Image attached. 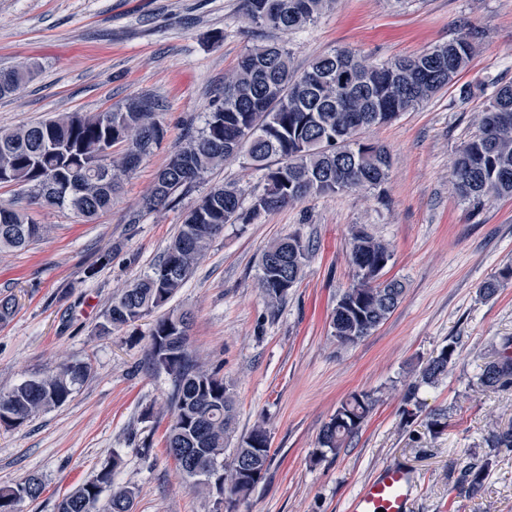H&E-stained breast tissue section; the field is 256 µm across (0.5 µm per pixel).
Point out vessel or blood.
Here are the masks:
<instances>
[{
    "label": "vessel or blood",
    "mask_w": 512,
    "mask_h": 512,
    "mask_svg": "<svg viewBox=\"0 0 512 512\" xmlns=\"http://www.w3.org/2000/svg\"><path fill=\"white\" fill-rule=\"evenodd\" d=\"M419 486L418 478L407 468L385 467L354 496L350 512H408Z\"/></svg>",
    "instance_id": "vessel-or-blood-1"
}]
</instances>
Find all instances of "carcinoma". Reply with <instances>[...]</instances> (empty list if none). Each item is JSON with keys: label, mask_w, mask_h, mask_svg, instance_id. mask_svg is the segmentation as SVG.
Returning <instances> with one entry per match:
<instances>
[{"label": "carcinoma", "mask_w": 512, "mask_h": 512, "mask_svg": "<svg viewBox=\"0 0 512 512\" xmlns=\"http://www.w3.org/2000/svg\"><path fill=\"white\" fill-rule=\"evenodd\" d=\"M334 0H239L242 16L258 29L282 34L313 24ZM476 43L464 32L418 55L372 64L348 49L314 58L306 69H293L283 41L267 40L246 50L235 70L224 76L218 104L206 113L204 126L170 153L158 169L139 211L152 212L174 201L179 190L205 180L217 166L243 159L263 172V192L243 205L234 184L215 185L187 213L177 234L152 271L112 294L99 331L131 326L165 306L183 287L210 243L226 224H253L262 215L309 197L377 189L389 178L391 158L385 146L362 134L428 101L455 85L474 56ZM35 75V65L20 63L0 70V97L21 92ZM494 92L477 113V129L458 149L450 177L454 193L480 204L490 197H512V83H493ZM164 130L159 101L128 99L107 112H65L20 128L0 129V178L26 194L30 203L67 209L89 221L112 208L123 177L160 146ZM124 150L112 155V147ZM47 226L27 209L0 203V252L22 250L42 239ZM313 253V244L297 234L274 239L258 262V288L270 313L287 296L276 279L295 287ZM387 243L363 228L352 233V283L336 300L330 327L342 346L355 344L383 324L401 303L406 285L383 278L391 261ZM512 281V266L481 286L491 299ZM17 308L12 294L0 293V322ZM193 315L171 310L150 331L149 362L171 377L166 401L171 414L165 447L190 487L222 497L224 512H241L272 461L270 437L262 423L237 435V405L219 371L199 364L189 349ZM456 347L448 344L420 367L404 401L421 411L418 391L448 374ZM88 364L64 365L0 391V426L24 424L39 412L68 401L84 381ZM487 390L512 386V339L495 344L481 368ZM377 398L370 391L352 393L336 408L320 433L316 453H338L362 429ZM236 441L232 462L224 451ZM492 448H512V426H494ZM118 458L63 498L57 512H96L100 495L112 489L109 512H133L135 491L112 486ZM490 458L462 471L459 494L474 498L484 489ZM43 482L29 476L0 487V512H14L17 500L37 498Z\"/></svg>", "instance_id": "1"}]
</instances>
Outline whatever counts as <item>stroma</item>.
Returning <instances> with one entry per match:
<instances>
[{
  "label": "stroma",
  "mask_w": 512,
  "mask_h": 512,
  "mask_svg": "<svg viewBox=\"0 0 512 512\" xmlns=\"http://www.w3.org/2000/svg\"><path fill=\"white\" fill-rule=\"evenodd\" d=\"M462 31L479 40L458 84L367 134L391 156L384 191L310 198L247 226L225 225L171 301L194 315L190 350L230 383L238 431L266 422L272 462L245 512H348L363 482L387 464L418 476L411 512H512V449L492 451L486 442L493 423L512 425V388L487 390L478 379L490 339L512 336V283L491 299L479 292L512 264V198L475 210L448 188L451 162L475 131L493 82H512V0H336L285 40L301 70L338 48L372 63L413 56ZM261 37L240 16L238 0H0V69L38 65L20 94L0 99V128L103 112L149 95L164 107L165 129L111 211L87 222L32 206L50 234L0 252V293L19 301L0 323V389L63 363L90 367L65 404L0 428V486L30 475L43 481L21 512H56L111 462L114 483L136 489L135 512H215L214 500L186 486L165 450L171 380L148 363L152 318L109 335L98 326L113 293L152 270L208 187L235 183L248 201L262 192L259 172L229 161L174 204L130 221L187 129L203 126L225 74ZM356 226L390 244L385 272L406 292L370 336L342 346L330 320L353 280ZM291 233L310 240L314 254L272 314L256 287L258 258L268 242ZM451 342L456 363L421 386L424 413L404 421L408 383ZM361 391L378 398L365 426L338 454L316 456L324 424ZM431 410L448 416L436 436L426 427ZM488 456L494 464L482 496L458 497L464 466Z\"/></svg>",
  "instance_id": "1"
}]
</instances>
